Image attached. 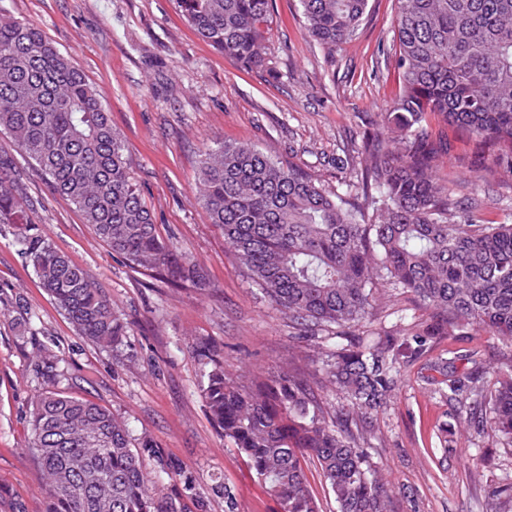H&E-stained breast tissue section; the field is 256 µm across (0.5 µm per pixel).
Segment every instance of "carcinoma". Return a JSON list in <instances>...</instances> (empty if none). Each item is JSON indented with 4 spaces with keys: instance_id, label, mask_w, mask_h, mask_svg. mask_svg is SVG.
Listing matches in <instances>:
<instances>
[{
    "instance_id": "carcinoma-1",
    "label": "carcinoma",
    "mask_w": 512,
    "mask_h": 512,
    "mask_svg": "<svg viewBox=\"0 0 512 512\" xmlns=\"http://www.w3.org/2000/svg\"><path fill=\"white\" fill-rule=\"evenodd\" d=\"M193 29L224 56L264 69L270 0H176ZM305 33L330 52L352 39L368 0H300ZM401 94L377 113L357 154L360 179L345 198L299 166L247 143L205 147L199 196L208 223L276 309L303 329L370 323L387 281L416 296L428 322L323 361L348 400L328 416L291 369L244 384L216 364L203 396L213 421L263 481L280 512H319L307 464H316L337 512H387L388 496L363 448L370 416L396 389L401 362L448 331L486 330L512 344V222L485 224L436 178L444 147L428 139V112L465 129L480 165L512 173V0H395ZM95 236L135 272L207 288L200 265L165 240L131 173V158L96 90L42 31L0 11V132ZM39 287L75 329L104 349L127 323L88 275L40 230L13 161L0 155V227ZM60 358L37 356L31 449L46 512H191L148 474L127 426L97 402L55 388ZM468 422L512 441V356L495 369L450 375ZM361 425L352 431L353 415ZM489 512H512V482L491 488Z\"/></svg>"
}]
</instances>
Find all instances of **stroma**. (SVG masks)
I'll return each mask as SVG.
<instances>
[{"label":"stroma","instance_id":"obj_1","mask_svg":"<svg viewBox=\"0 0 512 512\" xmlns=\"http://www.w3.org/2000/svg\"><path fill=\"white\" fill-rule=\"evenodd\" d=\"M0 7L40 28L97 91L160 234L197 260L209 281L203 290L175 288L134 272L33 163L16 159L41 229L111 299L128 334L113 352L80 336L38 287L11 229H0V294L9 299L0 310V512L44 510L28 426L42 384L32 358L41 350L60 355L61 389L107 406L132 441L153 438L150 474L169 464L191 473L202 512H225L228 490L236 512H278L207 413L202 384L211 360L245 378L292 366L327 410H337L345 399L319 372L326 355L429 314L413 295L384 287L374 324L300 331L208 224L198 199L201 152L246 142L297 163L326 190L344 191L346 172L361 169L356 147L399 95L394 0H369L357 35L332 54L305 35L299 0H271L267 70L224 57L186 22L176 0H0ZM424 128L448 147L437 175L449 192L468 198L472 180L482 177V219L512 220V175L476 168L480 148L459 127L430 114ZM340 158L348 170L337 167ZM510 355L512 345L498 336L470 330L434 337L405 359L398 389L364 443L388 483L391 512H486L489 488L512 475V446L468 428L466 404L449 399L441 380L469 371L471 362L490 366Z\"/></svg>","mask_w":512,"mask_h":512}]
</instances>
